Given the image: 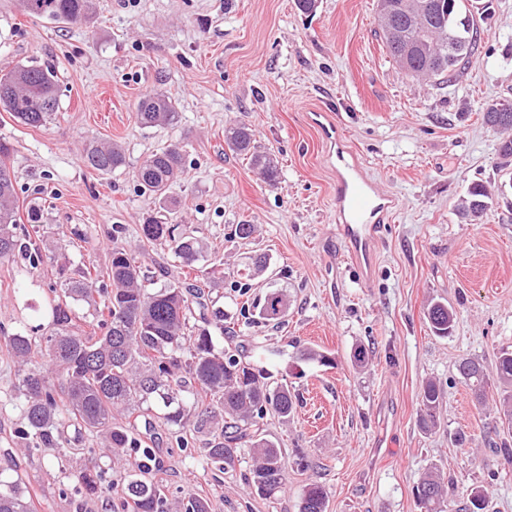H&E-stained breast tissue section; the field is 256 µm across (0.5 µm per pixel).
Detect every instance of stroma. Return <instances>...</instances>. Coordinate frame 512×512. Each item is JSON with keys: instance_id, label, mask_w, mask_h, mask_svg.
<instances>
[{"instance_id": "obj_1", "label": "stroma", "mask_w": 512, "mask_h": 512, "mask_svg": "<svg viewBox=\"0 0 512 512\" xmlns=\"http://www.w3.org/2000/svg\"><path fill=\"white\" fill-rule=\"evenodd\" d=\"M488 3L478 50L448 86L411 79L393 64L376 34V0H319L312 16L294 0H94L92 23L80 28L0 0V70L34 60L54 65L60 78L59 109L45 125L30 128L0 110L22 225L37 226L43 249L65 253L71 269H105L117 240L146 275L162 269L167 281L184 280L171 253L143 241V220L159 205L135 178L143 158L180 143L186 168L168 194L180 228L224 267L211 305L233 317L239 343H259L255 368L297 396L290 421L260 422L287 453L272 499L248 487V451L218 469L202 447H177L154 408V427L140 437L169 500L194 494L210 512H298L316 481L330 492L328 512H420L413 488L434 465L452 483L448 512H460L474 488L488 492L491 512H512V464L498 451L512 445V428L497 411L499 392L488 387L477 402L456 369L475 358L491 371L501 351H512V173L495 170L499 134L481 119L491 100H512V0ZM148 90L175 100L176 123H138L136 102ZM318 110L335 114L369 173L398 200L366 275L336 231L333 172L311 121ZM240 119L277 159L276 186L225 146V126ZM106 140L122 145L126 164L102 175L82 155ZM474 182L491 198L481 220L467 224L455 206ZM242 223L256 225L253 238L231 240ZM258 252L276 277L240 292L239 275ZM51 276L50 267L21 258L0 265L1 332L48 330ZM272 287L290 299L283 325L240 316L243 303ZM434 300L456 312L448 337L435 336L425 317ZM307 344L332 366L298 362ZM360 346L369 352L363 366L353 360ZM428 381L445 393L431 430L418 418ZM15 384L16 365L0 342V473L22 477L34 512H123L122 466L106 451L96 453L106 493L81 489L73 429L54 446L20 452Z\"/></svg>"}]
</instances>
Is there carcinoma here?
I'll return each instance as SVG.
<instances>
[{"instance_id": "cac0c4a2", "label": "carcinoma", "mask_w": 512, "mask_h": 512, "mask_svg": "<svg viewBox=\"0 0 512 512\" xmlns=\"http://www.w3.org/2000/svg\"><path fill=\"white\" fill-rule=\"evenodd\" d=\"M428 7L409 18L400 8L387 15L381 27L389 56L411 78H434L451 84L469 64L477 49L478 23L468 24L476 6L468 0H427ZM23 11L36 18H48L67 25L90 24L93 0H21ZM58 70L49 64L17 65L0 75V108L18 122L44 125L57 111ZM136 117L144 127L173 124L178 111L171 98L149 91L136 103ZM224 143L234 153L249 159L270 182L279 179L277 161L255 145L252 129L243 121L224 129ZM10 147L0 141V264L27 260L30 267L57 264L58 281L50 286L48 308L51 329L41 336L22 332L4 337L18 366L17 398L24 419V451L32 452L57 441L62 424L68 420L77 438L85 434L103 440L112 458L120 461L141 443L135 437L132 420L144 419L152 426L150 408L156 401L164 410L163 420L176 433L180 448L189 447V438L205 430L211 439L204 448L214 464L231 466L243 448L251 450L252 469L248 485L265 499L281 490L287 467L284 450L262 436L259 420L273 411L288 420L295 410L296 395L288 382L274 384L266 372L215 347L211 329L232 333L224 323V312L214 320L190 324L193 305L205 306V288L224 278L217 262L205 265L204 247L192 235L175 233L166 222L174 214L169 206L171 180L185 166L183 148L166 147L147 156L135 172L141 190L153 195L163 214L150 216L142 224L147 243L168 249L182 267L196 272L193 281L166 283L148 290L138 257L113 242L107 277L111 290L104 291L97 267L88 265L78 277L65 276L58 258L42 252L28 230L17 233L15 176L6 163ZM85 165L110 174L125 166L120 144H89L83 154ZM494 167L512 168V137L498 146ZM485 186L473 183L457 205V216L472 223L488 207ZM270 258L264 253L251 257L247 276H270ZM102 300L95 307L93 321L82 327L76 323L72 303ZM254 322L280 324L288 313V299L277 289L269 290L255 306ZM427 320L438 336H446L455 323V313L437 301L429 304ZM301 362L333 364L322 351L311 347L299 350ZM500 387L499 412L512 423V353L502 352L496 362ZM474 398L482 402L490 375L479 362L466 358L458 365ZM191 402H186L184 394ZM443 390L426 382L419 394V416L423 427L439 423ZM420 512H447L444 483L437 468L430 467L415 487ZM329 491L313 482L306 486L299 512H327ZM126 504L133 512H172L164 491L152 480L137 473L127 484ZM32 500L21 480L0 477V512H30ZM177 512H209L205 499L190 495ZM467 512H488L486 494L471 490Z\"/></svg>"}]
</instances>
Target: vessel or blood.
<instances>
[{
    "label": "vessel or blood",
    "instance_id": "b4317fda",
    "mask_svg": "<svg viewBox=\"0 0 512 512\" xmlns=\"http://www.w3.org/2000/svg\"><path fill=\"white\" fill-rule=\"evenodd\" d=\"M314 124L327 144V161L335 176L337 229L353 262L370 263L373 245L396 207L395 199L368 177L366 167L350 147L333 114L315 113Z\"/></svg>",
    "mask_w": 512,
    "mask_h": 512
}]
</instances>
